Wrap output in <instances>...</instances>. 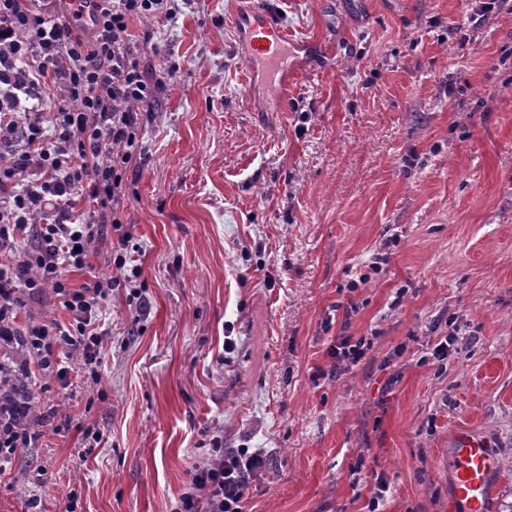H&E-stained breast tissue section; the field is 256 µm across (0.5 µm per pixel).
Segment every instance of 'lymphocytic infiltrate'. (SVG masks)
<instances>
[{"label": "lymphocytic infiltrate", "mask_w": 512, "mask_h": 512, "mask_svg": "<svg viewBox=\"0 0 512 512\" xmlns=\"http://www.w3.org/2000/svg\"><path fill=\"white\" fill-rule=\"evenodd\" d=\"M192 0H0V83L36 93L54 111L51 132L38 116L0 108V339L13 336V311L52 289L71 315L32 327L28 349L46 379L65 384L60 354L78 355L98 377L105 335L95 316L122 288L134 313L143 308L141 268L127 255L122 229L130 164L143 160L142 108L157 81L136 49L133 24L175 21ZM51 211L53 221L34 224ZM118 232L109 262L115 276L71 288L69 269L83 268L102 225ZM40 248L17 252L30 234ZM205 460L189 472L175 512H243L266 473L259 448H228L211 436Z\"/></svg>", "instance_id": "1"}]
</instances>
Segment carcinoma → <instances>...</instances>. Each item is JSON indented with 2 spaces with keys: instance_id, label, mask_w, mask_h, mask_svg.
I'll return each mask as SVG.
<instances>
[{
  "instance_id": "cac0c4a2",
  "label": "carcinoma",
  "mask_w": 512,
  "mask_h": 512,
  "mask_svg": "<svg viewBox=\"0 0 512 512\" xmlns=\"http://www.w3.org/2000/svg\"><path fill=\"white\" fill-rule=\"evenodd\" d=\"M37 407L27 360L19 355L0 360V424L29 430L37 421Z\"/></svg>"
}]
</instances>
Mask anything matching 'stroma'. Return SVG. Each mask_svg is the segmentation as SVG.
<instances>
[{
  "instance_id": "35a3bbf8",
  "label": "stroma",
  "mask_w": 512,
  "mask_h": 512,
  "mask_svg": "<svg viewBox=\"0 0 512 512\" xmlns=\"http://www.w3.org/2000/svg\"><path fill=\"white\" fill-rule=\"evenodd\" d=\"M254 3L192 0L141 46L172 70L120 210L144 311L113 291L98 381L69 355L39 391L0 512H172L208 431L268 455L244 512H369L379 474L378 512H446L458 427L498 448L512 512V0H270L308 45L278 104L233 24ZM116 238L72 287L112 276ZM52 319L46 289L14 327ZM342 336L370 347L338 372Z\"/></svg>"
}]
</instances>
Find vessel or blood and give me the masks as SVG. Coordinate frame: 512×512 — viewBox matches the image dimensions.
<instances>
[{
    "instance_id": "1",
    "label": "vessel or blood",
    "mask_w": 512,
    "mask_h": 512,
    "mask_svg": "<svg viewBox=\"0 0 512 512\" xmlns=\"http://www.w3.org/2000/svg\"><path fill=\"white\" fill-rule=\"evenodd\" d=\"M234 25L243 30L252 56L264 60L273 70L288 51L298 46L264 4L235 18ZM499 469V453L484 437L465 429L455 430L448 450V512H492Z\"/></svg>"
}]
</instances>
